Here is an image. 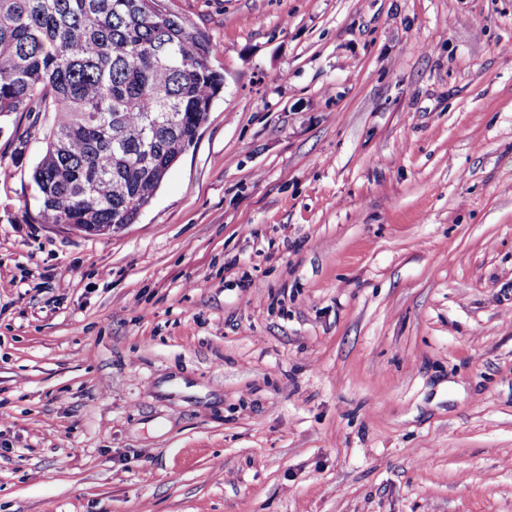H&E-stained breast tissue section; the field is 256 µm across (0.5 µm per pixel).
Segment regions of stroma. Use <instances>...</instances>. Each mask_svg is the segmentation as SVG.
<instances>
[{
  "label": "stroma",
  "mask_w": 512,
  "mask_h": 512,
  "mask_svg": "<svg viewBox=\"0 0 512 512\" xmlns=\"http://www.w3.org/2000/svg\"><path fill=\"white\" fill-rule=\"evenodd\" d=\"M163 4L224 88L136 223L0 115V512H512V0Z\"/></svg>",
  "instance_id": "1"
}]
</instances>
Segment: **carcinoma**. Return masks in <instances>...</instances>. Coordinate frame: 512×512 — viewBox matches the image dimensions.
Returning a JSON list of instances; mask_svg holds the SVG:
<instances>
[{
    "mask_svg": "<svg viewBox=\"0 0 512 512\" xmlns=\"http://www.w3.org/2000/svg\"><path fill=\"white\" fill-rule=\"evenodd\" d=\"M161 2L0 0V115H54L18 137L41 144L27 188L45 222L89 236L134 223L194 145L224 77L211 40ZM147 147L153 171L138 165Z\"/></svg>",
    "mask_w": 512,
    "mask_h": 512,
    "instance_id": "obj_1",
    "label": "carcinoma"
}]
</instances>
